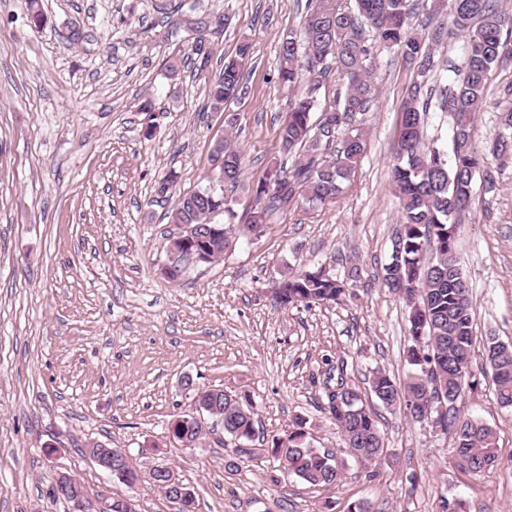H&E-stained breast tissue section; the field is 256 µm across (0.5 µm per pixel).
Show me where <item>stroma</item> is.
<instances>
[{"label": "stroma", "instance_id": "obj_1", "mask_svg": "<svg viewBox=\"0 0 512 512\" xmlns=\"http://www.w3.org/2000/svg\"><path fill=\"white\" fill-rule=\"evenodd\" d=\"M0 0V512H73L53 499L67 471L109 497H136L142 512H172L141 480L126 487L86 453L96 440L148 473L175 466L196 495L197 512H321L368 500L379 512H512V412L490 378L459 403L461 415L497 432L499 461L475 475L452 458V439L431 425L381 409L368 393L374 368L405 380L406 302L374 275L388 263L399 215L391 181L392 146L411 73L378 48L371 60L378 94L366 115L367 145L346 192L334 203L277 212L261 232L238 215L237 243L224 257L189 265L181 279L161 273L179 231L157 181L176 171V194L205 186L210 150L224 114L208 99V77L254 44L244 68L249 94L237 104L232 139L245 158L241 187L281 159L280 117L287 95L276 80L278 41L297 28L307 0H196L200 13H230L210 35L207 75L184 57L152 0ZM78 43L66 39L72 26ZM182 61L170 78V58ZM512 67L493 71L474 143L496 175L477 192L459 229L458 259L474 298L478 336L512 342V163L492 157L502 86ZM153 114L140 112L144 99ZM301 264L359 277L336 304L280 309L272 279ZM345 372H337L338 362ZM344 375L378 410L388 461L376 480L348 458L323 409L324 384ZM197 387L248 396L261 432L255 445L308 419L309 441L346 461L340 483L313 487L293 476L272 484L271 456L224 469V432L197 448L170 438L169 422L192 412Z\"/></svg>", "mask_w": 512, "mask_h": 512}]
</instances>
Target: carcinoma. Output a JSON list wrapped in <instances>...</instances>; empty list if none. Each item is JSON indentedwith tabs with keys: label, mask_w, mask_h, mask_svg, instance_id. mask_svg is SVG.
<instances>
[{
	"label": "carcinoma",
	"mask_w": 512,
	"mask_h": 512,
	"mask_svg": "<svg viewBox=\"0 0 512 512\" xmlns=\"http://www.w3.org/2000/svg\"><path fill=\"white\" fill-rule=\"evenodd\" d=\"M169 18L180 11L198 20L199 38L189 55L203 71L212 50L206 37L213 27L224 26L218 18L196 13L194 4H155ZM415 0H311L297 29H290L278 45L277 82L287 88L279 127L282 155L291 164H276L248 189V224L260 227L273 214L302 202L324 205L339 196L350 181L366 148L364 116L377 87L372 80L374 47L396 50L412 70L393 150L392 175L400 204V219L392 239L391 260L378 277L409 306L408 334L412 344L406 353L411 372L403 383L382 369L372 372L371 395L390 410H407L421 423L429 419L453 438L452 454L459 464L475 473L497 465L495 430L487 423L459 415L456 405L478 387L472 373L476 341L473 295L457 261V232L462 214L477 190L495 188V178L473 143L474 126L485 100L492 71L512 64V14L499 0H448L446 18L441 7L429 10L422 29L412 28ZM509 32H504V29ZM464 38V62L458 79L450 86H431L438 67L436 51L450 38ZM254 53L249 40L242 41L236 56L224 63L219 76L209 81L213 108L224 112V123H237L231 105L248 94L243 68ZM336 70L345 81L343 100L318 108L322 78ZM501 130L496 154L512 158V83L502 89ZM450 114L452 135L448 148L425 142L424 118L431 107ZM325 116H315L316 110ZM224 156V187L212 192L223 200L224 222L213 224V200L201 197L207 187L182 195L170 209L174 224H202L197 246L217 259L231 250L236 239L238 201L225 187L239 184L244 158L229 138L214 142L210 160ZM346 297V283L322 267H300L273 282V303L284 309L299 303H336ZM484 368L491 374L498 404L512 409V343L496 336L483 340ZM206 397L216 403L213 420L224 425V434L245 446L255 436V420L249 407L236 396ZM325 412L341 430L345 448L357 461L379 462L384 442L376 412L364 404L358 387L342 380L324 389ZM173 440L195 446L206 433L190 414L172 420ZM307 421L295 417L288 430L271 439L267 449L283 470L311 486H334L341 471L332 452L312 447Z\"/></svg>",
	"instance_id": "1"
}]
</instances>
